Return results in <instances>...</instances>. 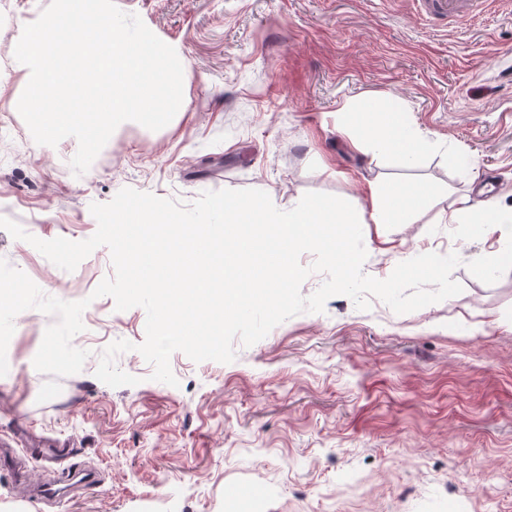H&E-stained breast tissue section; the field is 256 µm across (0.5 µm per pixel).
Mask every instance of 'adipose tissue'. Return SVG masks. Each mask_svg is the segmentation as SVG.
Masks as SVG:
<instances>
[{"label": "adipose tissue", "instance_id": "adipose-tissue-1", "mask_svg": "<svg viewBox=\"0 0 512 512\" xmlns=\"http://www.w3.org/2000/svg\"><path fill=\"white\" fill-rule=\"evenodd\" d=\"M336 129L364 156L403 168L416 166L435 148L415 125L411 111L396 99L346 103L336 114Z\"/></svg>", "mask_w": 512, "mask_h": 512}]
</instances>
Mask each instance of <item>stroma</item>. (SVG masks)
<instances>
[{
	"label": "stroma",
	"mask_w": 512,
	"mask_h": 512,
	"mask_svg": "<svg viewBox=\"0 0 512 512\" xmlns=\"http://www.w3.org/2000/svg\"><path fill=\"white\" fill-rule=\"evenodd\" d=\"M50 3L0 9V216L39 239H88L91 203L125 187L185 205L224 188L263 190L284 211L310 191L368 205L370 180L401 173L336 129L337 110L368 97L400 99L435 142L411 171L445 186L433 212L474 185L512 206V85L501 77L512 0L459 26L422 22L415 0H115L181 50L188 107L158 131L122 123L79 177L77 140L35 144L17 111L30 71L14 48ZM362 230L364 274L383 280L413 253L454 252L462 293L404 314L336 295L252 346L234 342L233 362L173 353L175 387L151 380L135 350L120 354L140 382L111 387L95 375L100 356L119 339L142 343L146 312L93 298L114 275L109 249L66 272L0 229V259L47 295L90 301L73 340L89 356L74 375L33 365L53 316L14 320L0 446L16 458L0 469V512H40L23 496L48 446L104 474L50 512H512V271L488 285L466 267L503 251L505 230L474 241L449 224Z\"/></svg>",
	"instance_id": "35a3bbf8"
}]
</instances>
